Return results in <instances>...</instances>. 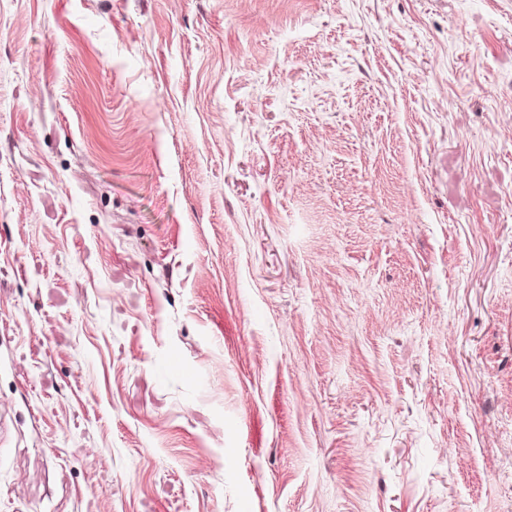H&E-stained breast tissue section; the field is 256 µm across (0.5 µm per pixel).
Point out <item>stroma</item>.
<instances>
[{
	"label": "stroma",
	"instance_id": "obj_1",
	"mask_svg": "<svg viewBox=\"0 0 512 512\" xmlns=\"http://www.w3.org/2000/svg\"><path fill=\"white\" fill-rule=\"evenodd\" d=\"M0 512H512V0H0Z\"/></svg>",
	"mask_w": 512,
	"mask_h": 512
}]
</instances>
